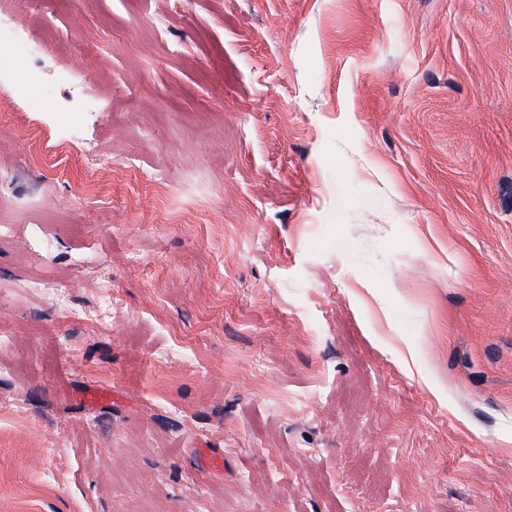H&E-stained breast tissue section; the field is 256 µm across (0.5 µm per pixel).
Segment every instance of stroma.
<instances>
[{
	"label": "stroma",
	"mask_w": 512,
	"mask_h": 512,
	"mask_svg": "<svg viewBox=\"0 0 512 512\" xmlns=\"http://www.w3.org/2000/svg\"><path fill=\"white\" fill-rule=\"evenodd\" d=\"M27 20L105 108L0 85V512H512V0Z\"/></svg>",
	"instance_id": "1"
}]
</instances>
